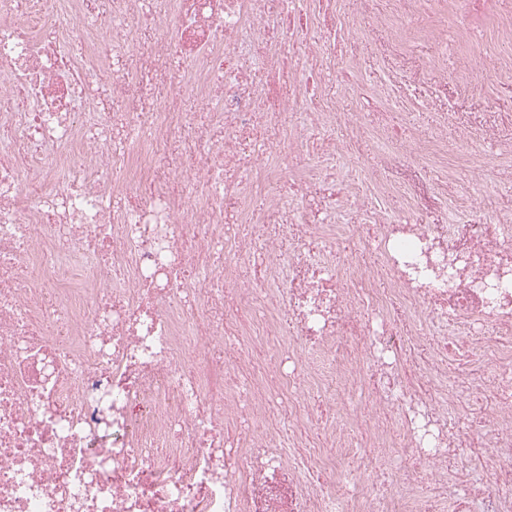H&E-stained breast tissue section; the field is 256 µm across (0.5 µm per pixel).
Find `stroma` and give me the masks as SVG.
I'll return each instance as SVG.
<instances>
[{
	"label": "stroma",
	"mask_w": 512,
	"mask_h": 512,
	"mask_svg": "<svg viewBox=\"0 0 512 512\" xmlns=\"http://www.w3.org/2000/svg\"><path fill=\"white\" fill-rule=\"evenodd\" d=\"M339 8L345 15L359 16L365 29L355 41L335 38L330 48L336 57L334 78L350 75L356 87L341 107L364 113L366 131L347 143L334 169L310 174L307 202L318 201L330 186L344 194L345 171L382 169L386 157L377 139L380 130L444 123L447 156L420 154L390 172L397 193L388 197L367 189L370 209L447 225L460 220L492 224L512 216V78L491 70L476 88L452 80L439 83L426 64L429 42L399 49L373 16L360 15L357 0H339ZM492 10L512 15V0H468L453 20L454 25L469 27L472 47L485 54L493 49L485 24ZM473 192L485 195L486 211L469 213L467 197Z\"/></svg>",
	"instance_id": "stroma-1"
}]
</instances>
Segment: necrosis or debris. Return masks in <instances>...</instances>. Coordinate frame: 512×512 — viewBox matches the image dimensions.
<instances>
[{"label": "necrosis or debris", "mask_w": 512, "mask_h": 512, "mask_svg": "<svg viewBox=\"0 0 512 512\" xmlns=\"http://www.w3.org/2000/svg\"><path fill=\"white\" fill-rule=\"evenodd\" d=\"M393 4L394 41L441 45L465 0ZM314 25L289 0H0V512H512V219L383 211L370 240L293 205L290 151L364 130L336 109L349 85L278 90ZM94 66L112 80L80 91ZM379 139L448 152L444 125Z\"/></svg>", "instance_id": "obj_1"}]
</instances>
